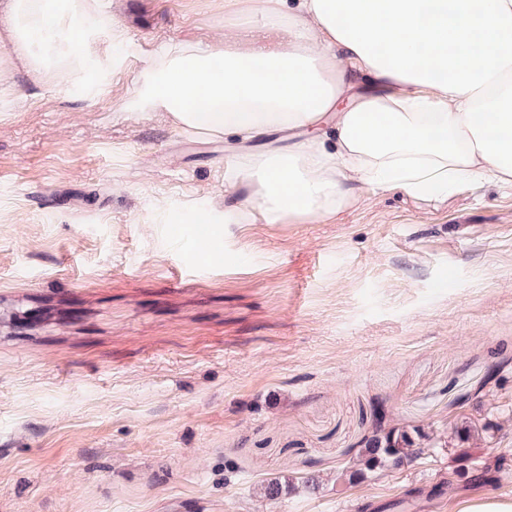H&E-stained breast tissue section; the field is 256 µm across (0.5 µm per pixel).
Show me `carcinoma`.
I'll return each mask as SVG.
<instances>
[{
	"label": "carcinoma",
	"mask_w": 512,
	"mask_h": 512,
	"mask_svg": "<svg viewBox=\"0 0 512 512\" xmlns=\"http://www.w3.org/2000/svg\"><path fill=\"white\" fill-rule=\"evenodd\" d=\"M425 441H431L430 435L418 429L409 431L405 428H391L385 431L379 428L364 439L352 465L345 470V475L350 481H360L378 470L397 468L419 456ZM289 489L288 480L275 477L263 481L258 487V494L273 500Z\"/></svg>",
	"instance_id": "obj_1"
}]
</instances>
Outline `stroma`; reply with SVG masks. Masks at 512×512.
Wrapping results in <instances>:
<instances>
[{
  "instance_id": "stroma-1",
  "label": "stroma",
  "mask_w": 512,
  "mask_h": 512,
  "mask_svg": "<svg viewBox=\"0 0 512 512\" xmlns=\"http://www.w3.org/2000/svg\"><path fill=\"white\" fill-rule=\"evenodd\" d=\"M101 5L145 49L224 37V0ZM143 66L78 97L0 40V512H434L442 482L445 512L512 503V189L363 188L194 254L230 151L120 111ZM379 426L437 445L349 483ZM311 471L315 494L257 492Z\"/></svg>"
}]
</instances>
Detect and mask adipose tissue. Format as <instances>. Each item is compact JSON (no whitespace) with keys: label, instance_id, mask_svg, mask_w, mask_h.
Instances as JSON below:
<instances>
[{"label":"adipose tissue","instance_id":"1","mask_svg":"<svg viewBox=\"0 0 512 512\" xmlns=\"http://www.w3.org/2000/svg\"><path fill=\"white\" fill-rule=\"evenodd\" d=\"M10 53L86 95L134 47L98 0H0ZM224 40L157 45L128 112L236 141L224 213L197 224L315 220L356 186L447 201L512 188V0H224Z\"/></svg>","mask_w":512,"mask_h":512}]
</instances>
